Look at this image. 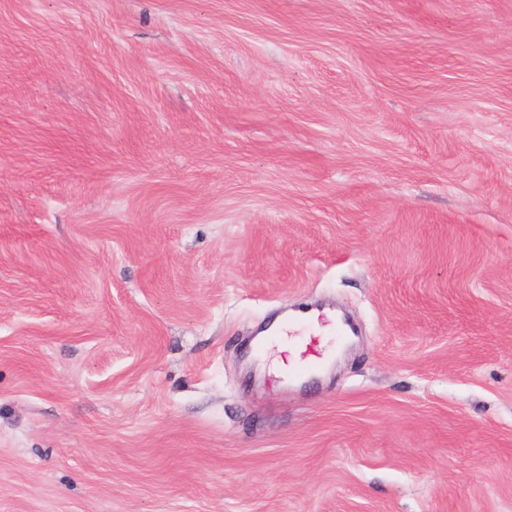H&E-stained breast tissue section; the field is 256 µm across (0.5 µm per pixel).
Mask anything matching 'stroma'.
<instances>
[{"instance_id":"stroma-1","label":"stroma","mask_w":512,"mask_h":512,"mask_svg":"<svg viewBox=\"0 0 512 512\" xmlns=\"http://www.w3.org/2000/svg\"><path fill=\"white\" fill-rule=\"evenodd\" d=\"M0 512H512V0H0ZM284 322L281 323V320L273 322L267 330L263 331L255 339L256 347L258 345L261 346L260 353L264 352L272 342H276L278 344V351L281 356L275 360V365L281 370L288 369V363H286V361H289V364L300 361V354L304 350V346L302 344H289L287 336L282 332ZM284 353L286 355H283Z\"/></svg>"}]
</instances>
